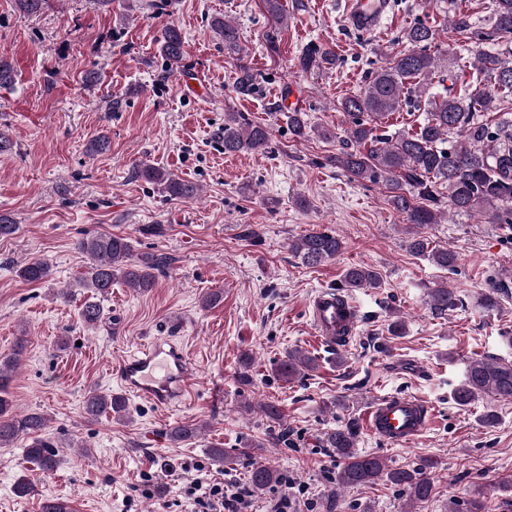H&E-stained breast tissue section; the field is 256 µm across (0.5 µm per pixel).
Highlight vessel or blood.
I'll list each match as a JSON object with an SVG mask.
<instances>
[{"instance_id":"vessel-or-blood-1","label":"vessel or blood","mask_w":512,"mask_h":512,"mask_svg":"<svg viewBox=\"0 0 512 512\" xmlns=\"http://www.w3.org/2000/svg\"><path fill=\"white\" fill-rule=\"evenodd\" d=\"M389 0H346L344 20L351 29L376 31ZM311 317L319 341L331 347L347 343L357 327V310L335 290L320 291L313 299ZM191 368L182 348L158 340L137 354L121 359L116 374L128 392L157 406L185 402L190 394ZM366 430L393 445H409L426 431L430 413L426 404L411 396L389 395L367 407Z\"/></svg>"}]
</instances>
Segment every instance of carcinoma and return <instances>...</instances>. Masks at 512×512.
I'll list each match as a JSON object with an SVG mask.
<instances>
[{"instance_id":"cac0c4a2","label":"carcinoma","mask_w":512,"mask_h":512,"mask_svg":"<svg viewBox=\"0 0 512 512\" xmlns=\"http://www.w3.org/2000/svg\"><path fill=\"white\" fill-rule=\"evenodd\" d=\"M454 33L473 39L478 44L492 42L474 56L475 82L481 76L494 80V89L481 88L466 100L451 95L428 94L427 85L417 82L425 79L438 68L440 58L428 53L435 39L431 27L417 22L407 27L403 38L413 46L409 52H396L388 56L387 65L370 72L359 93L346 96L338 108L351 120L349 140L352 149L336 157V165L353 177L371 183H382L388 189L393 208L404 215L407 223L416 227L440 223L436 207L440 201L439 190H448V205L456 212L491 214L495 224H512V208H501L512 201V125L501 123L495 128L475 120L476 112H501L512 110V0H496L495 27L491 34L472 30L469 15L459 12L452 21ZM211 29L224 41V48L239 49L238 29L220 19L211 21ZM158 51L172 67H180L184 56V37L175 24H166L157 38ZM303 72L336 66V51L328 46L307 45L297 57ZM16 81V71L11 61L0 58V88L9 89ZM257 75L247 65L239 66L236 92L246 97L256 88ZM427 96L426 118L423 123L404 133L386 135L378 133V121L399 111L404 102V90L409 87ZM288 131L296 141L309 139L310 133L327 136V131L311 126L304 112L288 113ZM457 133L459 139L449 140ZM224 153H263L270 141V130L261 123H254L241 112H230L224 122ZM138 174L161 188L171 197L192 198L196 194L193 184L175 177L146 161L135 165ZM291 251L302 263L314 267L335 258L343 248L335 234L323 229H311L289 243ZM78 249L87 255L90 265L80 278L78 286L88 288L94 295L106 298L112 285L123 281L144 292L156 283V272L163 269L166 257L148 254L133 258L126 237L109 232H94L78 241ZM408 249L415 255L426 256L437 266L453 269L457 255L450 248L430 247L426 238L416 234L408 239ZM18 277L28 283H40L49 278L51 267L45 261L33 260L19 267ZM342 287L362 289L379 288V273L363 266L344 270ZM457 305L454 289L433 288L430 291V308L444 315ZM82 321L97 324L102 317L100 303L86 301L80 310ZM25 352L24 341H18L11 355L0 359V447L8 446L20 435H27L31 442L26 448V461L43 472L56 469L58 464L54 442L46 437L47 418L40 413L18 415L13 410L9 386L13 372ZM317 368L314 357L295 348L278 366L279 375L285 380L303 376ZM489 395L500 401H512V362L494 359H475L465 368L463 379L452 391V398L459 406H467L477 398ZM87 416L123 415L125 401L122 397L96 390L88 392L83 401ZM198 435L193 425H178L169 429L170 440L180 443ZM327 442L341 459L337 485L365 487L381 476L403 491L411 501L425 502L434 493V482L422 465L412 469L385 470L383 461L374 455L354 451L355 436L349 429L338 428L328 434ZM281 474L271 466L254 463L249 471L252 491L262 494L277 486Z\"/></svg>"}]
</instances>
